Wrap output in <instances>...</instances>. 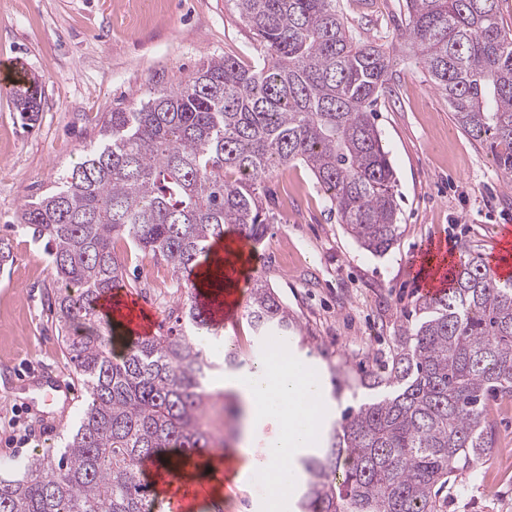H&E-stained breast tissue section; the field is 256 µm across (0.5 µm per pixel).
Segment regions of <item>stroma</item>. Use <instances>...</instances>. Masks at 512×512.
<instances>
[{"label":"stroma","instance_id":"obj_1","mask_svg":"<svg viewBox=\"0 0 512 512\" xmlns=\"http://www.w3.org/2000/svg\"><path fill=\"white\" fill-rule=\"evenodd\" d=\"M357 37L384 45L393 75L376 106V125L397 177L399 235L375 256L361 249L331 212L303 166L278 169L267 183L274 221L250 264L299 321L290 356L321 375L336 368L348 380L337 409L358 404L362 379L388 359L399 328L420 301L416 263L432 240L474 247L483 258L506 248L512 191L490 154L464 133L448 102L398 37L402 0H340ZM265 48L232 0H0V58L42 78L41 117L22 126L10 96L0 95V238L14 261L0 269V464L22 467L48 448H62L75 428L85 387L72 372L55 318L62 284L52 275L44 241L14 224L22 205L51 187L58 168L96 144L106 112L133 107L154 87L187 80L208 59L256 65ZM124 288L157 315L155 333L170 335L187 297L186 275L119 238ZM205 343L222 382L224 352L248 366L265 352L247 311ZM50 372L78 400L57 422L32 382ZM27 445H19L22 435ZM444 512H512V469L495 480L464 475Z\"/></svg>","mask_w":512,"mask_h":512}]
</instances>
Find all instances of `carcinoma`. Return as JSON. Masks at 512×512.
<instances>
[{
	"mask_svg": "<svg viewBox=\"0 0 512 512\" xmlns=\"http://www.w3.org/2000/svg\"><path fill=\"white\" fill-rule=\"evenodd\" d=\"M233 2L266 48L262 63L212 58L178 87L106 113L98 143L15 217L47 240L52 274L68 285L55 315L86 402L65 447L0 476V512H147L143 462L172 470L173 454L202 463L224 447L203 415L215 367L203 341L216 323L191 294L182 336L129 339L100 319L95 304L124 276L113 239L176 273L211 259L227 234L256 244L273 219L267 179L299 163L360 248L382 255L397 242L396 173L373 120L390 52L355 38L338 0ZM405 8L400 40L511 187L512 29L500 0ZM10 94L36 124L39 78L22 72ZM228 281L215 264L214 295ZM248 316L258 332L295 323L262 279ZM395 342L361 382L373 394L300 458V512H442L446 492L491 452L486 402L512 399V278L495 279L469 252Z\"/></svg>",
	"mask_w": 512,
	"mask_h": 512,
	"instance_id": "cac0c4a2",
	"label": "carcinoma"
}]
</instances>
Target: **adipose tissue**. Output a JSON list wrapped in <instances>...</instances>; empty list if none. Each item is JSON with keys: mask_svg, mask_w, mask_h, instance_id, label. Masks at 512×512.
<instances>
[{"mask_svg": "<svg viewBox=\"0 0 512 512\" xmlns=\"http://www.w3.org/2000/svg\"><path fill=\"white\" fill-rule=\"evenodd\" d=\"M225 390L243 405L236 456L239 478L254 471L274 475L263 512H286L293 487L291 464L298 452L316 439L326 412L324 385L309 374L303 363L275 351L251 367L228 377ZM277 418L278 431L268 439L263 458L253 456L250 445L269 418Z\"/></svg>", "mask_w": 512, "mask_h": 512, "instance_id": "1", "label": "adipose tissue"}]
</instances>
